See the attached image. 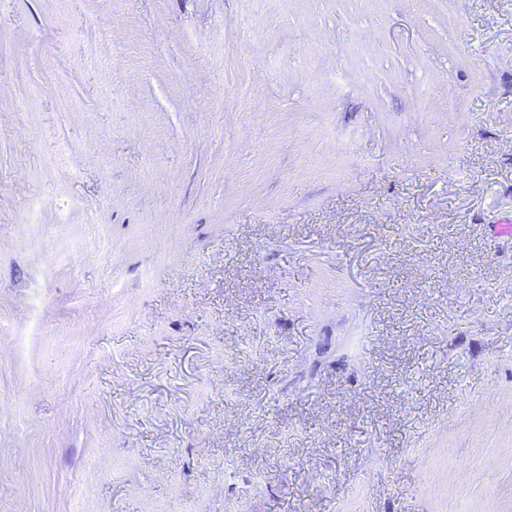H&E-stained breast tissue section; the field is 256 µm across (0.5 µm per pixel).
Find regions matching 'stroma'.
<instances>
[{
  "label": "stroma",
  "mask_w": 512,
  "mask_h": 512,
  "mask_svg": "<svg viewBox=\"0 0 512 512\" xmlns=\"http://www.w3.org/2000/svg\"><path fill=\"white\" fill-rule=\"evenodd\" d=\"M512 0H0V512H512Z\"/></svg>",
  "instance_id": "obj_1"
}]
</instances>
